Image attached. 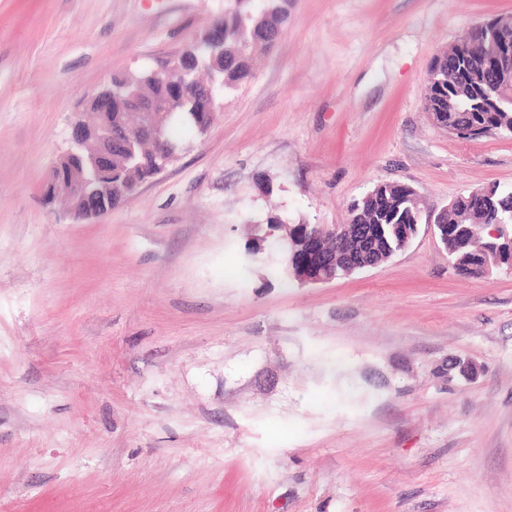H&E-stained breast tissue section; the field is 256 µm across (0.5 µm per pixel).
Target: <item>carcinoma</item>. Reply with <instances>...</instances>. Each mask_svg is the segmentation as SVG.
Instances as JSON below:
<instances>
[{
	"mask_svg": "<svg viewBox=\"0 0 512 512\" xmlns=\"http://www.w3.org/2000/svg\"><path fill=\"white\" fill-rule=\"evenodd\" d=\"M235 7L224 12V55L211 58L208 54L196 53L185 61L183 82L191 86V96L173 106L171 112L156 113L165 125L171 141L185 150L190 142L200 139L206 133L207 118L199 124L185 126L176 119L179 112H203L208 103L206 87L231 88L251 73L254 59L264 52L275 40L289 17L290 0H234ZM502 51L492 29H487L479 44L467 47L458 43L442 51V60H434L431 69L442 72L441 81L428 83L425 96V111L449 115L466 110L471 123L488 124L494 133L512 134V99L506 87L499 92V106L488 110L484 107V76L490 59ZM463 53L461 73L448 72V54ZM154 67H142L122 76L124 84L138 93L141 99L167 102L170 92L154 79ZM140 121L137 107L133 104L112 107V205L121 203L117 186L128 189L149 178L156 165L154 147L146 139L138 138ZM494 201V215L471 213L462 206L440 210L436 220L445 224H469L477 232L469 248L459 249L451 260H463L468 250L482 245L481 237L487 236L486 225L498 217L506 229L512 228V189L491 186ZM360 211L351 215L354 224H410L416 219L429 224L430 212L422 205L420 198L404 185L380 184L369 192L367 201L359 203ZM403 245L399 237L388 235L378 238L362 251L366 263L381 262L390 253Z\"/></svg>",
	"mask_w": 512,
	"mask_h": 512,
	"instance_id": "carcinoma-1",
	"label": "carcinoma"
}]
</instances>
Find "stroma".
<instances>
[{"label":"stroma","instance_id":"1","mask_svg":"<svg viewBox=\"0 0 512 512\" xmlns=\"http://www.w3.org/2000/svg\"><path fill=\"white\" fill-rule=\"evenodd\" d=\"M232 7L0 0V512H512V271L459 275L425 224L328 283L246 254L379 184L512 187V136L424 109L433 57L512 0H292L134 197L47 200L89 97Z\"/></svg>","mask_w":512,"mask_h":512}]
</instances>
